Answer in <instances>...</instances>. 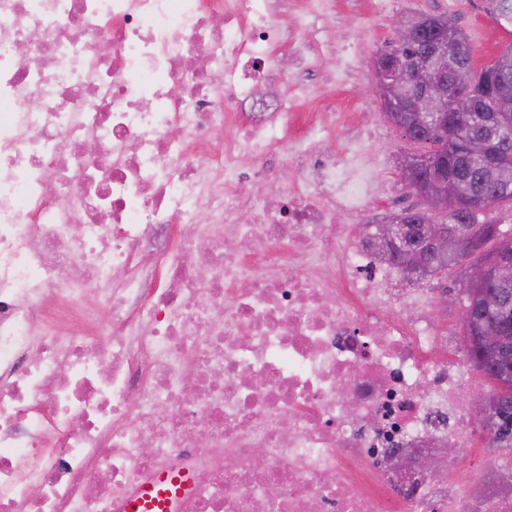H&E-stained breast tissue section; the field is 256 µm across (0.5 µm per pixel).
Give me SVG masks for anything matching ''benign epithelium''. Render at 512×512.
Returning a JSON list of instances; mask_svg holds the SVG:
<instances>
[{
	"label": "benign epithelium",
	"mask_w": 512,
	"mask_h": 512,
	"mask_svg": "<svg viewBox=\"0 0 512 512\" xmlns=\"http://www.w3.org/2000/svg\"><path fill=\"white\" fill-rule=\"evenodd\" d=\"M416 28L410 16L402 15L397 20L396 47L414 40ZM448 58V41L436 43L430 51L418 60H413L395 50L391 53L375 56L372 69L378 92L380 109L383 112L395 111L401 106L403 112H414L421 121L424 135L430 139L426 150H435L432 141L441 140L452 144L460 153L485 168L497 165V148L505 145L498 132L494 118L487 115L484 124L489 131V141H470L463 137L455 125L448 122V112H471L474 109L475 95L469 81L462 77L445 87L440 81ZM435 180L440 187L430 192L428 210L435 219L429 221V237L440 251L458 253L471 248V241L464 235L449 229L447 224L436 220L448 208L446 192V175L438 174ZM382 231L400 251L402 267L409 273L417 268V254L406 245V227L401 224H384ZM512 267L507 259H495L491 263L474 262L467 270V283L470 285H486L492 275V269L501 272ZM461 453L458 443L448 439L441 444V450L424 458V463L432 468L440 469L448 466Z\"/></svg>",
	"instance_id": "1"
}]
</instances>
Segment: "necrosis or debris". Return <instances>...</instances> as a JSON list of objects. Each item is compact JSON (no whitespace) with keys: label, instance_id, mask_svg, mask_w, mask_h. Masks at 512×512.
Masks as SVG:
<instances>
[{"label":"necrosis or debris","instance_id":"1","mask_svg":"<svg viewBox=\"0 0 512 512\" xmlns=\"http://www.w3.org/2000/svg\"><path fill=\"white\" fill-rule=\"evenodd\" d=\"M274 14L0 0V512H122L166 472L175 512H467L478 476L445 497L393 464L466 443L486 397L427 290L338 223L369 203L353 158L312 143L257 187L296 118L257 82ZM280 154L282 155L284 159V164L279 168L278 174L275 178L269 179L265 181L260 189L263 193H265L268 196L275 197L279 194L281 188L291 181H293L297 177L296 171L292 168L289 161V146H285L280 149ZM274 185L276 187V190L278 191L276 194L271 195L270 194V186ZM275 187H271V190L274 191Z\"/></svg>","mask_w":512,"mask_h":512}]
</instances>
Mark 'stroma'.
<instances>
[{
	"label": "stroma",
	"mask_w": 512,
	"mask_h": 512,
	"mask_svg": "<svg viewBox=\"0 0 512 512\" xmlns=\"http://www.w3.org/2000/svg\"><path fill=\"white\" fill-rule=\"evenodd\" d=\"M311 0H281L285 24H293L297 12L308 11L307 21L321 29L332 49L319 53L310 72H301L289 45L271 53L273 70L283 82L281 93L299 96V111L318 112L328 129L323 149L342 152L351 141H359L371 158L383 157L384 169L375 171L374 206L369 218L380 220L391 213L418 204V197L401 180L398 159L412 151L410 142L389 124L380 112L372 60L395 44L397 15L414 11L445 14L468 36L477 62L496 58L512 45V23L495 20L484 0H390L386 11H378L374 0H328L319 11L309 12Z\"/></svg>",
	"instance_id": "1"
}]
</instances>
